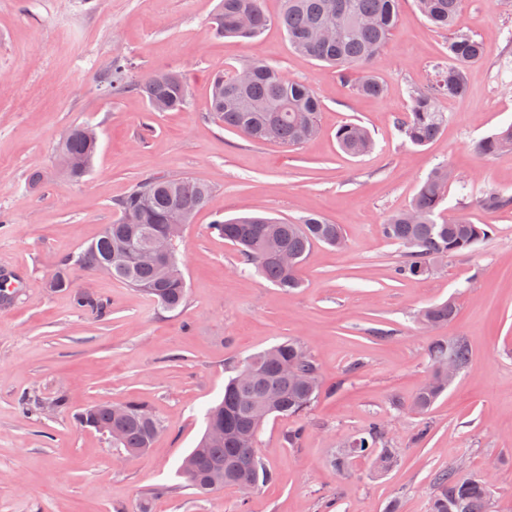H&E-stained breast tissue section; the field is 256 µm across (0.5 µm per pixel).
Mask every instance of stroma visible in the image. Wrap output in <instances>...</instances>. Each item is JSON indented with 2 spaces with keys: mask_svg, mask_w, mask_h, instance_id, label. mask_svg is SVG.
Returning <instances> with one entry per match:
<instances>
[{
  "mask_svg": "<svg viewBox=\"0 0 512 512\" xmlns=\"http://www.w3.org/2000/svg\"><path fill=\"white\" fill-rule=\"evenodd\" d=\"M219 0H0V512H429L436 471L490 475L496 512H512V207L484 210L489 191L512 196V151L482 158L476 142L512 124V0H462L454 29L484 47L464 96L441 100L448 121L431 143H405L394 118L409 90L448 54V31L415 0H399L397 25L373 71L384 92L357 95L325 64L291 48L273 22L251 40L215 36ZM132 77L182 72L191 101L154 112L137 93H109L114 59ZM261 59L312 86L320 132L284 148L249 141L215 120L214 72ZM353 122L371 134L353 157L336 142ZM96 128L90 173L62 182L57 148L75 125ZM455 179L446 211L492 227L473 249L400 280L404 256L381 226L406 207L437 165ZM41 172L30 185L32 172ZM153 174L191 176L213 194L179 246L187 299L167 311L105 275L76 269L70 288L47 286L55 269L119 216L115 202ZM263 213L287 222L311 212L341 225L346 245H314L303 285L278 288L244 268L235 246L209 226ZM97 309L78 307L75 292ZM455 299L457 314L426 331L415 316ZM462 337L466 372L427 413L407 405L429 371L437 337ZM300 343L318 363L321 394L289 447V420L272 417L258 451L273 481L251 494L206 496L184 487L183 457L205 430L207 409L234 366L277 342ZM29 396L21 407L20 396ZM65 407H56L57 398ZM146 401L162 428L147 455L129 457L76 415L99 403ZM383 422L398 467L357 458L342 472L332 454L371 421Z\"/></svg>",
  "mask_w": 512,
  "mask_h": 512,
  "instance_id": "35a3bbf8",
  "label": "stroma"
}]
</instances>
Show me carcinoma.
<instances>
[{"mask_svg": "<svg viewBox=\"0 0 512 512\" xmlns=\"http://www.w3.org/2000/svg\"><path fill=\"white\" fill-rule=\"evenodd\" d=\"M426 18L437 28L451 30L460 0H417ZM397 0H285L277 23L286 32L291 47L300 55L326 63L347 78L354 70L365 74L355 79L356 93L378 97L382 88L368 70L384 50L397 22ZM272 22L262 0H220L214 15L216 34L250 38ZM330 25L337 29L334 43L320 42L315 32ZM481 42L472 35L453 34L448 41V62L438 63L426 84L411 90L408 111L396 117V126L405 142L424 146L442 131L447 118L437 107L441 97H460L467 91L465 69L482 58ZM252 72L251 79L238 83L241 72ZM116 91H136L154 112H178L188 104L189 84L176 70L159 71L134 80L123 61L116 59L103 77ZM210 111L244 137L293 148L314 137L319 129V94L308 84L290 80L277 68L259 59L251 60L228 73L218 71L210 80ZM339 147L359 156L373 146L370 134L360 125L349 123L336 132ZM98 143L87 139L80 127L71 128L58 148L60 167L70 181H79L91 170ZM512 148V126L479 141L475 151L482 157ZM448 165L433 169L422 182L409 206L391 214L382 225L386 239L399 245L404 260L395 273L411 280L428 274L439 255L453 256L489 236L487 224H473L466 218L445 216L450 174ZM211 187L198 179L183 176H149L117 202L119 219L58 270L50 287L68 288V268L75 266L93 273L112 262V278L149 296L157 305L175 310L183 305L186 284L176 273L180 269L179 241H174L167 261L160 265H134L114 259L121 237L141 247L147 237L168 224H188L211 198ZM487 211L512 206V197L488 192L480 200ZM219 236L232 242L247 265L279 288L302 286V267L316 244L340 248L344 244L340 225L331 224L317 213L295 223L245 214L210 225ZM286 250L294 264L284 266L275 253ZM456 303L448 299L423 308L417 317L423 327L450 323ZM430 374L416 393L410 409L426 414L448 390L439 364L453 361L464 371L470 361L466 343L460 338H438L429 347ZM308 374L312 385L294 384L289 370ZM224 384V396L206 412V429L196 448L183 459L179 476L185 486L200 495L209 491L198 483L210 481L219 489L233 486L253 489L272 478L259 455L258 436L271 415L298 421L320 393L319 368L295 341L286 340L249 356L234 369ZM79 424L99 433L112 431L118 448L148 451L160 432L161 424L141 400L130 401L111 410L107 405L92 406L77 416ZM368 457L379 470L397 465L395 449L385 442V425L370 422L352 437L332 459L340 471L352 458ZM430 512H495L493 494L480 475L463 477L455 469L438 471L433 477Z\"/></svg>", "mask_w": 512, "mask_h": 512, "instance_id": "1", "label": "carcinoma"}]
</instances>
